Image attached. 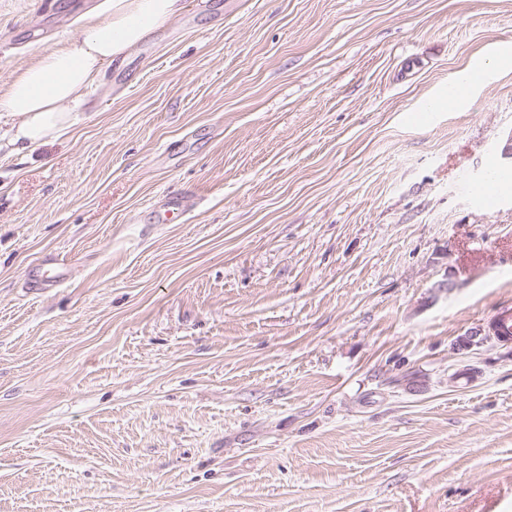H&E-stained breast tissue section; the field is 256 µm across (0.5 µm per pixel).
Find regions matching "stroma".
<instances>
[{
    "instance_id": "stroma-1",
    "label": "stroma",
    "mask_w": 512,
    "mask_h": 512,
    "mask_svg": "<svg viewBox=\"0 0 512 512\" xmlns=\"http://www.w3.org/2000/svg\"><path fill=\"white\" fill-rule=\"evenodd\" d=\"M100 3L0 0V94ZM510 44L512 0H184L0 146V512H512V67L446 103ZM66 272L53 258H46L34 276L33 287L54 285L65 279Z\"/></svg>"
}]
</instances>
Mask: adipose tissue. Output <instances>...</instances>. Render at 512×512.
Here are the masks:
<instances>
[{
  "mask_svg": "<svg viewBox=\"0 0 512 512\" xmlns=\"http://www.w3.org/2000/svg\"><path fill=\"white\" fill-rule=\"evenodd\" d=\"M183 9V0H102L97 17L65 46L44 52L0 95L14 120L10 142L23 151L66 133L100 71L122 60Z\"/></svg>",
  "mask_w": 512,
  "mask_h": 512,
  "instance_id": "obj_1",
  "label": "adipose tissue"
}]
</instances>
